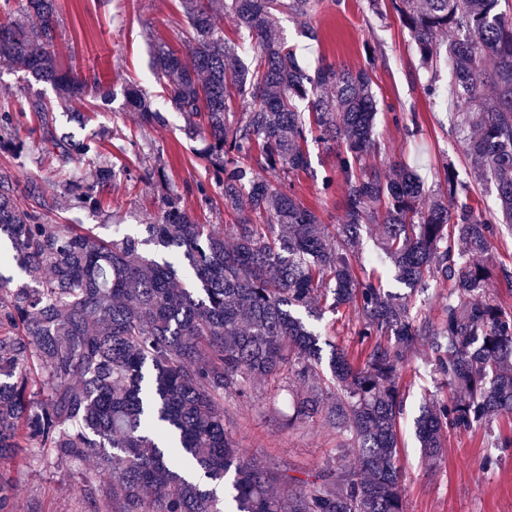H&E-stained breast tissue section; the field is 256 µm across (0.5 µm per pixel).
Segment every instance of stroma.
<instances>
[{
	"label": "stroma",
	"instance_id": "stroma-1",
	"mask_svg": "<svg viewBox=\"0 0 512 512\" xmlns=\"http://www.w3.org/2000/svg\"><path fill=\"white\" fill-rule=\"evenodd\" d=\"M368 0H322L310 27L283 14L282 36L293 45L306 67L336 63L350 69L364 65L368 54L378 57L373 71V90L378 100L375 133L378 149L371 162L392 168L401 162L419 161V174L434 186L445 164H453L458 178L470 183V202L477 213L489 214L496 207V191L489 184L472 180V163L465 157L462 134L450 121L444 102H432L425 93L429 76L414 53L408 32L394 11L373 15ZM59 30L55 52L61 67L74 66L81 73H95L111 91V99L96 105L94 96L76 103L86 121L70 126L66 113H58L57 124L72 127L77 137L97 135L111 161L129 165L132 172L163 167L170 190L181 193L184 207L200 223L227 224L223 210L200 205L186 194V185L211 183L213 174L199 153L202 142L184 137L183 119L170 113L167 126L138 130L137 115L126 107L125 90L136 85L155 104H162L163 91L150 69L154 41L165 42L185 52V21L179 0H56ZM39 94L55 102L51 85L25 79L23 73L0 70V106ZM417 113L419 130L408 135L396 126L397 114ZM310 169L292 176L295 192L312 207L323 223L336 224L342 217L343 189L334 182L321 193L323 177L333 175L334 156L317 142L308 144ZM158 190L131 184L119 176L102 210L73 208L63 212L72 224H94L103 237L141 234L147 212L157 204ZM379 227L366 225L357 247L359 263L375 266L384 287L392 293L410 294L417 307L432 321L442 315V286L427 291L407 290L379 245ZM400 382L405 393V415L401 421L399 465L406 512H512V448L492 447L491 432L512 433V419L492 427H475L450 433L437 465H430L419 448L413 421L425 397L436 394L439 377L427 360L425 347L409 357ZM282 392L272 385L255 388L249 398L225 396V427L237 447L256 462L280 464L288 475L313 479L336 458L335 430L321 419L287 426L282 412ZM94 463L55 462L47 448H23L13 461H0L15 487V512H89L80 488L93 477Z\"/></svg>",
	"mask_w": 512,
	"mask_h": 512
}]
</instances>
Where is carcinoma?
<instances>
[{
	"mask_svg": "<svg viewBox=\"0 0 512 512\" xmlns=\"http://www.w3.org/2000/svg\"><path fill=\"white\" fill-rule=\"evenodd\" d=\"M420 67L436 70L451 37V114L477 180L495 187L490 217L476 214L466 184L443 167L430 190L408 165L392 173L366 164L376 150L378 102L371 54L352 70L310 71L277 31L286 12L307 25L319 0H181L189 43L183 58L153 45L152 72L181 132L200 139L234 223L200 224L170 193L144 225L146 236L103 238L62 210L39 177L0 169L3 261L30 282L0 272V458L50 448L58 462L96 460L84 489L93 512H223L216 486L232 477L236 512H405L397 466L400 375L420 344L448 387L414 419L435 463L451 431L512 415V312L486 298L497 271L479 261L512 229V6L507 0H389ZM251 35V59L224 40L223 11ZM20 14L23 20L15 19ZM56 0H0V69L53 87L60 101L85 99L97 79L58 69L52 50ZM308 101V111L298 102ZM128 108L139 128L168 124L167 110L135 89ZM33 117L40 137L20 139ZM335 157L343 217L324 224L288 185L310 170L308 135ZM0 152L53 162L77 204L98 205L116 165L92 140L58 133L40 98L0 109ZM91 165V183L69 175ZM378 218L383 250L411 288L451 284L435 324L410 299L359 267L355 246ZM360 314L357 346L328 343L307 319L330 310ZM288 372V425L321 417L340 436L336 467L304 485L245 458L224 424V395ZM353 457L348 464L345 458ZM14 487L0 472V512H14Z\"/></svg>",
	"mask_w": 512,
	"mask_h": 512,
	"instance_id": "obj_1",
	"label": "carcinoma"
}]
</instances>
